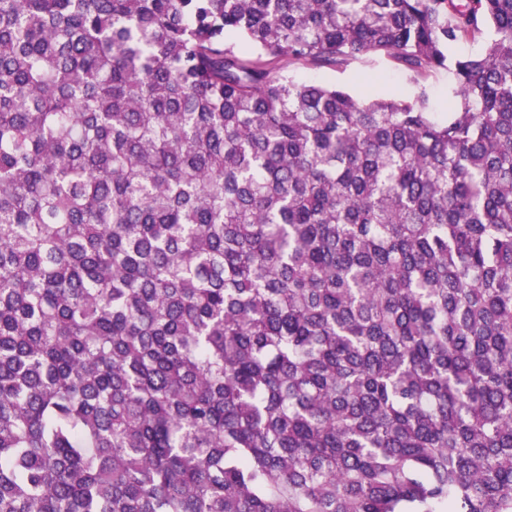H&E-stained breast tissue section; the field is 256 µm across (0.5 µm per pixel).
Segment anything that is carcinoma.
<instances>
[{
    "label": "carcinoma",
    "mask_w": 512,
    "mask_h": 512,
    "mask_svg": "<svg viewBox=\"0 0 512 512\" xmlns=\"http://www.w3.org/2000/svg\"><path fill=\"white\" fill-rule=\"evenodd\" d=\"M0 512H512V0H0ZM286 70L297 79L317 84H337L356 97H389L395 93L413 94L414 85L406 71L388 56H368L343 69H319L293 65ZM452 82V76L446 70H441L430 76L426 82L429 95V111L446 112L448 111L449 87Z\"/></svg>",
    "instance_id": "obj_1"
}]
</instances>
